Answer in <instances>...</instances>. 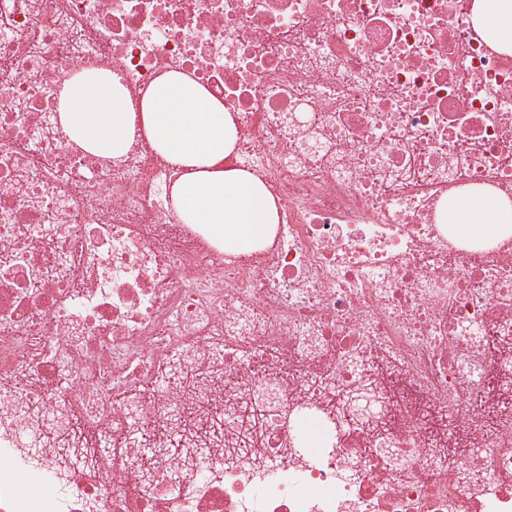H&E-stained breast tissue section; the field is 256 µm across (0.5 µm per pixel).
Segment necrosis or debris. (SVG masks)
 I'll list each match as a JSON object with an SVG mask.
<instances>
[{
	"label": "necrosis or debris",
	"mask_w": 512,
	"mask_h": 512,
	"mask_svg": "<svg viewBox=\"0 0 512 512\" xmlns=\"http://www.w3.org/2000/svg\"><path fill=\"white\" fill-rule=\"evenodd\" d=\"M474 2L0 0V512H512V235L440 220L512 201V53ZM85 70L221 101L269 239L184 223L143 132L74 141ZM81 427L122 446L76 469ZM453 218L462 237L495 240L512 231V201L492 193H469L454 204Z\"/></svg>",
	"instance_id": "1"
}]
</instances>
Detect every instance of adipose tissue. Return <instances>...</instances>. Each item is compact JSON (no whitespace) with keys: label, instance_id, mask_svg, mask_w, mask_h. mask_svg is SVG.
I'll list each match as a JSON object with an SVG mask.
<instances>
[{"label":"adipose tissue","instance_id":"adipose-tissue-1","mask_svg":"<svg viewBox=\"0 0 512 512\" xmlns=\"http://www.w3.org/2000/svg\"><path fill=\"white\" fill-rule=\"evenodd\" d=\"M475 19L512 52V0H476ZM60 119L78 143L103 156L124 154L143 126L167 162L188 169L173 187L177 213L225 251L247 250L277 221L272 194L255 176L219 169L233 149L234 126L223 103L194 81L178 74L155 81L137 104L112 73L85 71L66 83ZM453 218L462 237L491 241L512 230V201L469 193L456 201Z\"/></svg>","mask_w":512,"mask_h":512}]
</instances>
